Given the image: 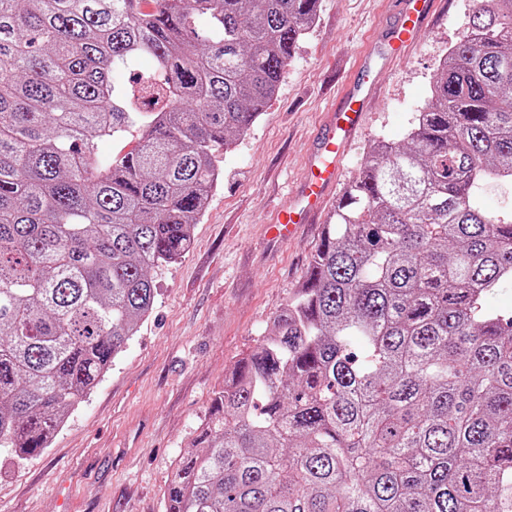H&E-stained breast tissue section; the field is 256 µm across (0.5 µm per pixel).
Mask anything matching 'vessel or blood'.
<instances>
[{
    "label": "vessel or blood",
    "instance_id": "1",
    "mask_svg": "<svg viewBox=\"0 0 512 512\" xmlns=\"http://www.w3.org/2000/svg\"><path fill=\"white\" fill-rule=\"evenodd\" d=\"M399 23L391 36L392 55H401L414 43L416 34L432 9V0H391ZM342 103L333 108L315 148L307 158V174L295 203L278 210L268 229L286 239L303 224L313 223L322 211L329 191L341 175L344 152L361 127L367 104V88L345 82Z\"/></svg>",
    "mask_w": 512,
    "mask_h": 512
}]
</instances>
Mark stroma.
Returning a JSON list of instances; mask_svg holds the SVG:
<instances>
[{
    "mask_svg": "<svg viewBox=\"0 0 512 512\" xmlns=\"http://www.w3.org/2000/svg\"><path fill=\"white\" fill-rule=\"evenodd\" d=\"M416 46L375 71L343 180L376 140L402 141L474 0H436ZM390 0H321L277 94L246 136L219 150L223 179L190 251L151 269L152 313L73 411L50 448L0 477V512H163L177 457L208 412L224 370L248 354L300 281L321 235L288 241L265 226L294 202L316 135L369 41L389 50Z\"/></svg>",
    "mask_w": 512,
    "mask_h": 512,
    "instance_id": "35a3bbf8",
    "label": "stroma"
}]
</instances>
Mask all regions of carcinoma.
<instances>
[{
	"mask_svg": "<svg viewBox=\"0 0 512 512\" xmlns=\"http://www.w3.org/2000/svg\"><path fill=\"white\" fill-rule=\"evenodd\" d=\"M0 0V471L44 452L191 248L214 150L319 0ZM153 62L154 77L136 72ZM135 135L108 157L106 139ZM512 0H485L403 142L367 151L224 371L164 512H512ZM480 200L489 209L509 207L512 204V190L507 187H484Z\"/></svg>",
	"mask_w": 512,
	"mask_h": 512,
	"instance_id": "obj_1",
	"label": "carcinoma"
}]
</instances>
